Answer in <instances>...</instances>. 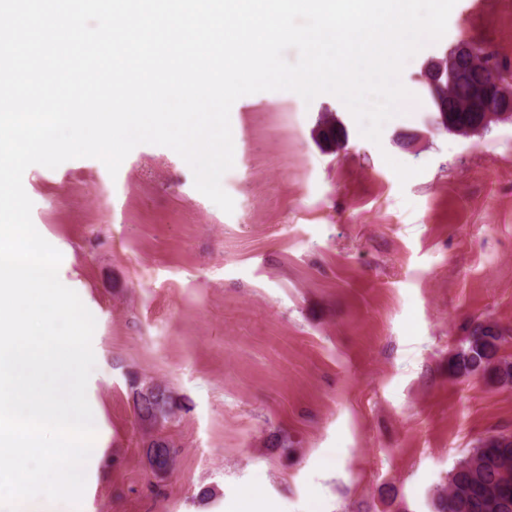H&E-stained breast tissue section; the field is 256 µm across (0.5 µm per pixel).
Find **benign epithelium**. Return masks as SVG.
I'll return each instance as SVG.
<instances>
[{
    "label": "benign epithelium",
    "mask_w": 512,
    "mask_h": 512,
    "mask_svg": "<svg viewBox=\"0 0 512 512\" xmlns=\"http://www.w3.org/2000/svg\"><path fill=\"white\" fill-rule=\"evenodd\" d=\"M475 53L474 45L461 43L444 57L434 60L437 69L431 73L429 82L438 103L437 124L448 122L450 112H478L488 118L496 113L501 117L512 116V78L499 76L491 65L489 73L483 75L464 69L463 59ZM443 78L464 84V98L460 100L444 88Z\"/></svg>",
    "instance_id": "7a95c632"
}]
</instances>
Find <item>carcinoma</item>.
<instances>
[{"label": "carcinoma", "instance_id": "1", "mask_svg": "<svg viewBox=\"0 0 512 512\" xmlns=\"http://www.w3.org/2000/svg\"><path fill=\"white\" fill-rule=\"evenodd\" d=\"M476 113H448V132L465 135L474 129ZM344 128L335 118L321 117L316 138L326 148L339 147ZM507 331L490 322H478L449 359L454 372L462 376L489 374L503 386L512 385V361L499 356ZM134 406L140 421L161 425L178 408L172 392L155 385L152 390L139 386L134 391ZM174 445L167 439L152 437L146 455L151 469L164 473L175 462ZM434 512H512V436L493 435L464 458L448 476V484L434 494Z\"/></svg>", "mask_w": 512, "mask_h": 512}]
</instances>
